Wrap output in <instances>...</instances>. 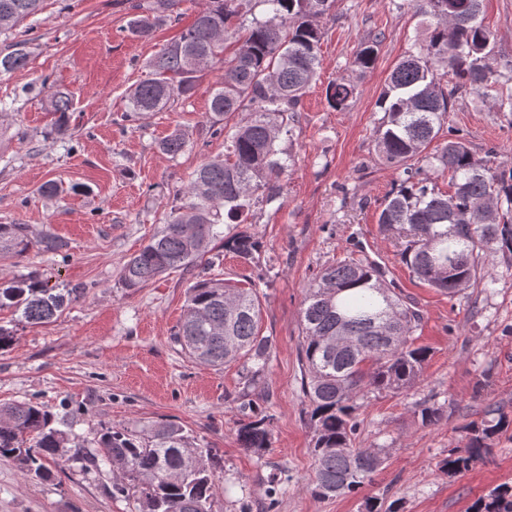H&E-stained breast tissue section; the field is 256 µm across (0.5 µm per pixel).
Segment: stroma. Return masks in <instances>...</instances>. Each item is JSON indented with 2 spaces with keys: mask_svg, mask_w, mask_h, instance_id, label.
I'll list each match as a JSON object with an SVG mask.
<instances>
[{
  "mask_svg": "<svg viewBox=\"0 0 512 512\" xmlns=\"http://www.w3.org/2000/svg\"><path fill=\"white\" fill-rule=\"evenodd\" d=\"M133 0H45L33 23L0 37V52L22 47L25 67L0 74V224L28 225L32 239L51 233L67 244L50 255L31 247L25 257L0 256V283L34 272L79 294L48 323L29 325L0 312L14 335L0 349V405L36 402L58 428L93 446L105 427L138 434L159 422L181 425L224 464L213 512H360L364 496L400 512H466L494 487L512 485V424L493 439L483 460L448 477L439 463L467 444L466 425L494 404L512 420V255L487 250L475 285L448 296L413 277L391 234L381 232L378 206L398 184L374 145L384 119L377 100L395 65L421 51L428 31L409 5L388 0H336L323 17L321 74L303 100L292 139L280 146L294 158L280 202L256 210L247 232L262 243L255 263L225 253L218 277L255 287L260 331L273 337L264 384L254 399L274 418L263 455L241 448L237 428L242 388L236 362L211 367L172 340L186 304L190 275H164L127 291L121 270L179 202L191 172L223 154L224 140L207 134L206 113L220 68L202 72L192 94L167 110L134 114L129 89L163 44L189 25L205 0H182L178 21L153 36H131ZM484 23L495 34L502 77L481 97L456 99L438 142L461 137L476 158L512 167V114L498 109L512 91V0H484ZM384 39L374 65H353L362 41ZM354 85L348 109H331L329 81ZM73 96L69 133L51 131L44 102L55 90ZM182 129L187 147L163 155L159 142ZM352 257L374 264L402 301L419 312L417 344L431 355L414 387L371 393L359 411L356 445L382 448L388 460L363 494L320 499L313 476L314 430L301 392L300 309L305 289L325 265ZM442 421L421 423L422 405ZM286 491L269 507L271 475ZM112 467L72 460L47 479L24 475L0 458V512H139L135 498L116 496Z\"/></svg>",
  "mask_w": 512,
  "mask_h": 512,
  "instance_id": "stroma-1",
  "label": "stroma"
}]
</instances>
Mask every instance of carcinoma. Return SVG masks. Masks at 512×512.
<instances>
[{"label":"carcinoma","instance_id":"obj_1","mask_svg":"<svg viewBox=\"0 0 512 512\" xmlns=\"http://www.w3.org/2000/svg\"><path fill=\"white\" fill-rule=\"evenodd\" d=\"M45 0H0V35L13 31L42 10ZM181 0H148L128 26L147 37L173 18ZM253 0H207L193 23L145 65L146 74L127 96L130 112H157L188 97L201 69L223 65L207 115L208 133L224 135V156L203 162L182 192L183 202L166 214L163 225L124 264L122 286L136 291L173 271L193 272L174 341L189 357L209 366L241 361L243 396L264 377L274 339L258 329V295L207 271L222 264L224 252L252 264L259 252L254 235L236 227L248 223L254 209L282 197V177L291 156L278 141L293 136L302 100L316 81L321 31L316 20L330 15L336 0H261L264 16L252 15ZM415 14L430 19L422 51L392 70L378 104L385 112L376 130L380 160L402 171L398 187L380 203L378 224L405 240L401 256L421 281L453 297L479 278L484 252L491 245L512 255V167L493 169L478 160L462 138L427 152L448 118L455 98L481 96L499 82L495 35L484 24V0H410ZM245 30L234 57L224 61V43ZM384 35L361 44L354 64L373 66ZM18 49L0 58V72L25 65ZM452 76L444 83L438 72ZM354 86L333 81L326 88L330 108L350 105ZM71 97L58 91L47 110L54 133L68 131ZM246 121L228 125L235 113ZM187 145L174 130L159 144L172 158ZM449 172L451 189L441 192L428 171ZM31 241L23 224H0V255L22 257ZM63 296L32 273L0 288V311L10 309L30 324L47 322ZM419 314L404 304L371 264L353 258L322 268L305 290L301 307L303 368L301 390L314 429V476L308 484L317 498L356 495L382 467L381 451L353 446L360 400L368 393L401 391L423 375L430 351L415 345ZM246 421L237 438L242 448L262 455L269 447L272 417L257 412L253 401L240 406ZM488 419L471 423L467 448L448 456L441 470L456 476L483 456L490 440L508 420L496 407ZM69 433L54 426L52 414L30 402L0 406V457L22 471L48 475L44 461H57ZM100 452L87 456L95 466L127 463L115 493L133 496L140 512H212L220 460L199 448L182 426L158 425L142 437L107 427L96 440ZM468 512H512V485H499L477 499Z\"/></svg>","mask_w":512,"mask_h":512}]
</instances>
